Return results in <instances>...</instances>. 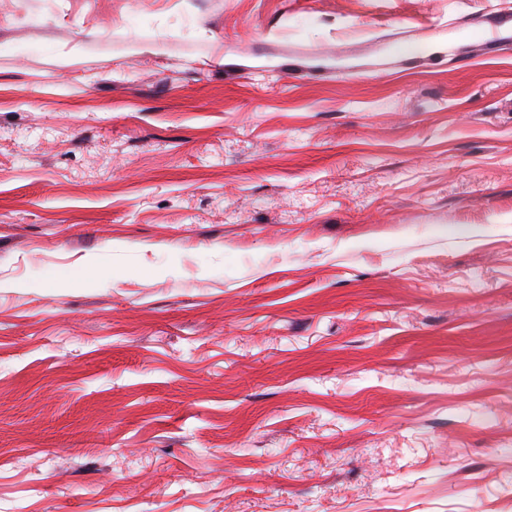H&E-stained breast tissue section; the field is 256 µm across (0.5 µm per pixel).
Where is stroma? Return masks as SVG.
<instances>
[{
    "instance_id": "obj_1",
    "label": "stroma",
    "mask_w": 512,
    "mask_h": 512,
    "mask_svg": "<svg viewBox=\"0 0 512 512\" xmlns=\"http://www.w3.org/2000/svg\"><path fill=\"white\" fill-rule=\"evenodd\" d=\"M512 0H0V512H505Z\"/></svg>"
}]
</instances>
